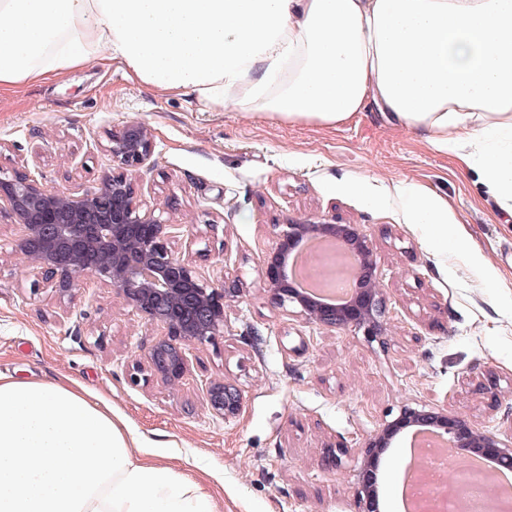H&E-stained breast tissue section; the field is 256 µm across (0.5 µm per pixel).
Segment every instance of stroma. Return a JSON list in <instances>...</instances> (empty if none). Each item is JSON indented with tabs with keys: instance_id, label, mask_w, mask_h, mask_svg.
I'll use <instances>...</instances> for the list:
<instances>
[{
	"instance_id": "obj_1",
	"label": "stroma",
	"mask_w": 512,
	"mask_h": 512,
	"mask_svg": "<svg viewBox=\"0 0 512 512\" xmlns=\"http://www.w3.org/2000/svg\"><path fill=\"white\" fill-rule=\"evenodd\" d=\"M145 126L154 151L131 178L138 198L176 224L177 252L207 281H240L224 334L188 352L169 388L132 384L129 370L161 332L97 283L62 298L38 288L0 216V373L81 384L178 473L202 481L220 512H356L358 448L404 405L445 406L476 426L512 432V223L452 154L387 127L375 110L336 128L208 108L90 63L56 82L0 91V170L43 187L93 191L111 171L113 131ZM426 188L455 219L444 249L411 219L404 192ZM333 215L376 244L385 333L330 331L272 306L263 262L290 219ZM492 370L496 408L473 392ZM243 394L229 421L207 404V382ZM399 436L378 468L382 512H405L399 477L418 457ZM347 445L336 471L326 445Z\"/></svg>"
}]
</instances>
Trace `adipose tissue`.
<instances>
[{"mask_svg":"<svg viewBox=\"0 0 512 512\" xmlns=\"http://www.w3.org/2000/svg\"><path fill=\"white\" fill-rule=\"evenodd\" d=\"M90 63L291 124L376 109L512 215V0H0V88ZM0 512L215 505L84 390L0 374Z\"/></svg>","mask_w":512,"mask_h":512,"instance_id":"adipose-tissue-1","label":"adipose tissue"}]
</instances>
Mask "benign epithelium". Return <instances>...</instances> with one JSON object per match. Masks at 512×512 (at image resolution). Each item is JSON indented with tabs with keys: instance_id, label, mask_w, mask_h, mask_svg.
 <instances>
[{
	"instance_id": "7a95c632",
	"label": "benign epithelium",
	"mask_w": 512,
	"mask_h": 512,
	"mask_svg": "<svg viewBox=\"0 0 512 512\" xmlns=\"http://www.w3.org/2000/svg\"><path fill=\"white\" fill-rule=\"evenodd\" d=\"M109 152L112 171L102 176L94 191L79 196L47 189L25 171L10 175L1 171L0 214L23 228L12 251L23 254L41 271L45 286L58 296L85 287L89 279L113 288L147 324L162 328L164 337L132 366L130 381L155 380L172 386L189 373L190 346L224 335V304L245 296V289L234 280L218 287L203 279L193 256L173 249L174 225L137 200L128 172L152 155L148 130L141 125L124 126L111 135ZM315 236L342 240L356 259V278L342 305L304 293L291 276V257ZM264 278L270 303L296 309L308 323L331 331L382 334L387 301L377 285L374 243L358 224H341L333 215L288 220L267 259ZM474 391L489 408L497 407L501 390L493 371L474 378ZM206 394L215 416L228 421L240 413L243 396L235 384L212 381ZM408 428L443 438L449 447L490 460L498 470L512 471V436L479 428L444 408L406 407L362 445L364 468L354 489L357 512H381L377 465L395 437ZM347 453L343 445L327 448L321 459L324 469L335 470Z\"/></svg>"
}]
</instances>
